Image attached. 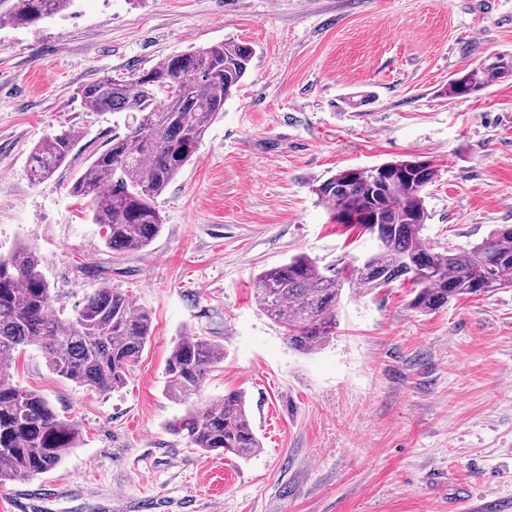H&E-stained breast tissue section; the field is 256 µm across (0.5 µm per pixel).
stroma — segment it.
Wrapping results in <instances>:
<instances>
[{"instance_id":"obj_1","label":"stroma","mask_w":512,"mask_h":512,"mask_svg":"<svg viewBox=\"0 0 512 512\" xmlns=\"http://www.w3.org/2000/svg\"><path fill=\"white\" fill-rule=\"evenodd\" d=\"M255 53L191 162L158 197L160 235L117 254L70 192L124 117L83 108L93 79L222 41ZM512 53V0H75L37 27L0 23V255L33 247L65 311L93 288L152 317L126 383L99 393L35 347L9 367L76 421L83 443L48 473L0 485L39 512H512V288L436 312L411 286L344 290L336 333L291 349L256 277L296 254L351 268L376 247L312 191L351 167L424 156L431 241L469 247L512 224V79L449 98L450 77ZM74 128L69 161L27 175L33 147ZM186 334L220 344L199 401L244 392L261 449L242 459L168 433L165 391Z\"/></svg>"}]
</instances>
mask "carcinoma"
<instances>
[{
  "mask_svg": "<svg viewBox=\"0 0 512 512\" xmlns=\"http://www.w3.org/2000/svg\"><path fill=\"white\" fill-rule=\"evenodd\" d=\"M74 0H0V22L35 26ZM253 47L225 41L171 54L127 76H102L79 90L93 112L125 114L126 132L95 156L71 187L90 202L92 222L109 230L106 244L118 253L142 251L158 237L163 218L155 205L191 161L211 123L224 112L248 72ZM501 78L480 65L469 78L449 80L447 93L465 100L477 87ZM79 140L68 128L37 144L28 176L46 180L67 161ZM429 160L384 162L373 169L348 168L312 188L338 224L365 232L383 228V242L366 267L347 275L322 267L306 254L262 271L256 297L266 314L283 325L288 344L301 352L320 349L336 330V309L345 285L365 292L398 280L413 285L411 309L429 313L453 301L512 288V225L499 224L469 249L441 246L423 236L428 212L424 191L435 182ZM426 267L432 275L417 278ZM152 336L150 313L119 288L103 283L82 306L65 314L40 269L37 253L22 245L0 256V484L44 474L80 447L79 425L60 415L40 392L21 386L8 372L12 352L36 346L58 376L100 392L124 384L131 364ZM224 351L204 336L182 337L166 365L167 394L188 401L201 391ZM190 448L225 451L240 458L261 444L246 411L245 396L233 391L218 403L189 405L167 425Z\"/></svg>",
  "mask_w": 512,
  "mask_h": 512,
  "instance_id": "1",
  "label": "carcinoma"
}]
</instances>
